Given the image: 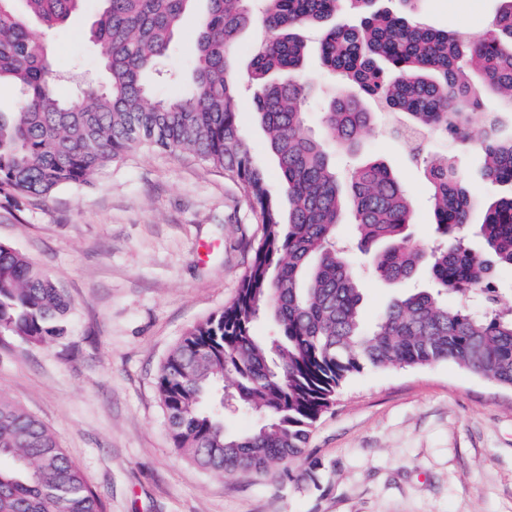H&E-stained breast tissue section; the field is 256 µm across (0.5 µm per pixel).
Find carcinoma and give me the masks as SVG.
I'll use <instances>...</instances> for the list:
<instances>
[{
    "label": "carcinoma",
    "instance_id": "obj_1",
    "mask_svg": "<svg viewBox=\"0 0 512 512\" xmlns=\"http://www.w3.org/2000/svg\"><path fill=\"white\" fill-rule=\"evenodd\" d=\"M82 0H0V80L21 89L0 112V195L48 200L85 185L103 168L140 149L192 152L243 188L259 233L235 301L189 329L165 360L158 391L174 446L199 467L266 475L300 458L309 433L348 378L368 367L453 361L512 387V310L470 312L475 295L497 303L492 264L472 252L462 230L478 201L467 172L432 156L440 244L425 251L408 233L413 204L399 177L373 159L341 178L336 149L358 150L372 125L373 102L401 114L394 133L416 145L426 135L468 141L482 128L483 176L512 188V135L485 111L490 95L512 111V0L479 40L437 30L414 17L373 9L375 0H206L196 28L191 88L153 100L144 76L168 56L183 15L196 0H101L93 37L108 74L72 99L55 92V61L29 21L64 24ZM345 10L358 26L333 22ZM259 24L267 35L240 74L231 49ZM319 34L325 67L347 88L329 100L323 136L304 132L311 85L298 75L307 35ZM258 89L255 114L274 154L284 198L268 189L237 124L244 84ZM349 200L354 245L374 251V274L389 284L428 272L429 286L393 300L376 327L361 317L362 289L336 224ZM495 263L512 268V192L483 209L475 225ZM72 303L48 273L0 244V332L41 344L62 336ZM276 324L259 336L257 322ZM232 399L266 416L261 427L231 435L221 416L224 379ZM0 512H103L58 437L0 394Z\"/></svg>",
    "mask_w": 512,
    "mask_h": 512
}]
</instances>
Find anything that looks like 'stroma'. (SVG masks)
I'll use <instances>...</instances> for the list:
<instances>
[{
	"instance_id": "1",
	"label": "stroma",
	"mask_w": 512,
	"mask_h": 512,
	"mask_svg": "<svg viewBox=\"0 0 512 512\" xmlns=\"http://www.w3.org/2000/svg\"><path fill=\"white\" fill-rule=\"evenodd\" d=\"M499 0H420L416 16L479 38ZM99 0L48 40L61 98L106 75L90 26ZM196 14L165 60L179 85L148 77L153 98L187 92ZM303 77L319 89L305 127L319 133L334 78L309 40ZM238 126L272 193L276 161L254 118L252 91L239 99ZM378 113L363 154L384 160L414 203V241L435 243L431 185L422 159L449 155L483 197L502 187L480 175L476 140L427 136L419 153ZM259 232L242 187L189 153L140 151L100 171L88 186L60 188L47 201L0 198V243L51 274L72 302L67 335L34 345L0 334V394L60 439L104 512H512V389L454 362L375 368L349 378L316 422L307 456L265 477L204 470L175 448L158 392L172 348L193 325L237 297ZM365 325H374L407 287L374 277L352 252Z\"/></svg>"
}]
</instances>
